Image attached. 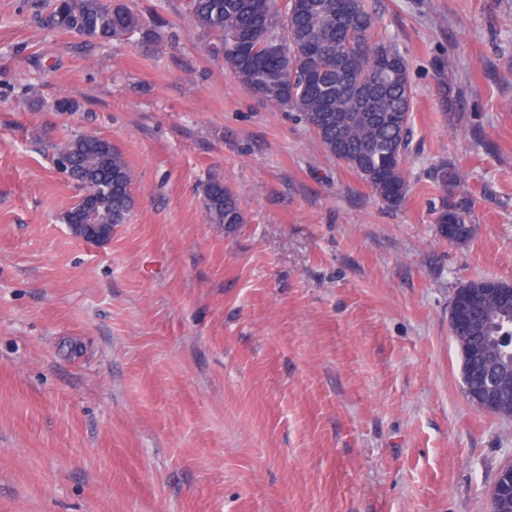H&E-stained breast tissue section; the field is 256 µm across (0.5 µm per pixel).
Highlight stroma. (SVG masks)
Masks as SVG:
<instances>
[{"label": "stroma", "instance_id": "stroma-1", "mask_svg": "<svg viewBox=\"0 0 512 512\" xmlns=\"http://www.w3.org/2000/svg\"><path fill=\"white\" fill-rule=\"evenodd\" d=\"M51 2L0 0V512H489L512 418L466 400L449 313L512 283V0H367L415 91L397 208L207 55L185 0H136L161 43L109 46ZM81 133L134 178L103 244L63 221L51 144ZM212 177L245 223L204 221ZM435 223L438 224L440 235L454 243H466L473 235L469 213L456 206H443L435 218ZM493 287V288H490ZM473 288H484V290L480 293V297H474L472 302L473 305L479 304L481 301L487 300H499L502 299L505 295L500 294L499 288H511L512 285L500 281L495 280H480V281H471L467 284H464L457 288V291L454 294L452 304L457 305L462 303L471 293Z\"/></svg>", "mask_w": 512, "mask_h": 512}]
</instances>
